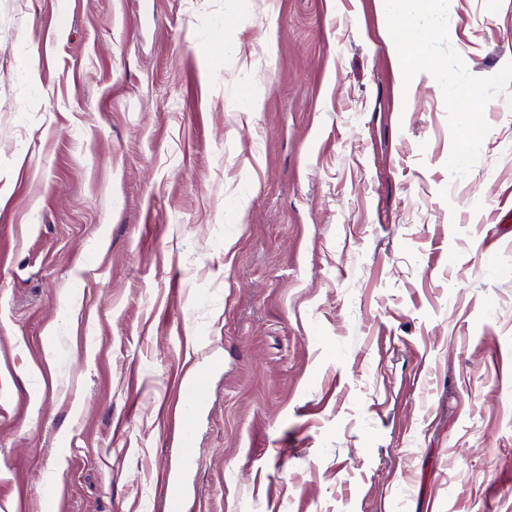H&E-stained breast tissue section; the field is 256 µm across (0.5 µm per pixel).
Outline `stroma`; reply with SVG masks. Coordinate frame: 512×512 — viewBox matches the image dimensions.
Wrapping results in <instances>:
<instances>
[{
    "label": "stroma",
    "mask_w": 512,
    "mask_h": 512,
    "mask_svg": "<svg viewBox=\"0 0 512 512\" xmlns=\"http://www.w3.org/2000/svg\"><path fill=\"white\" fill-rule=\"evenodd\" d=\"M424 23L0 0V512H512V0ZM380 11L398 26L405 28L410 34L407 50L400 45L395 48L403 53L400 57L403 69L409 78H413L420 72L431 66L430 59L425 55V48L429 43L432 33L418 23V0H379ZM209 392V382L203 375L183 383L182 394L185 401L182 407V415L185 419L188 421L192 419L195 408L208 399Z\"/></svg>",
    "instance_id": "35a3bbf8"
}]
</instances>
